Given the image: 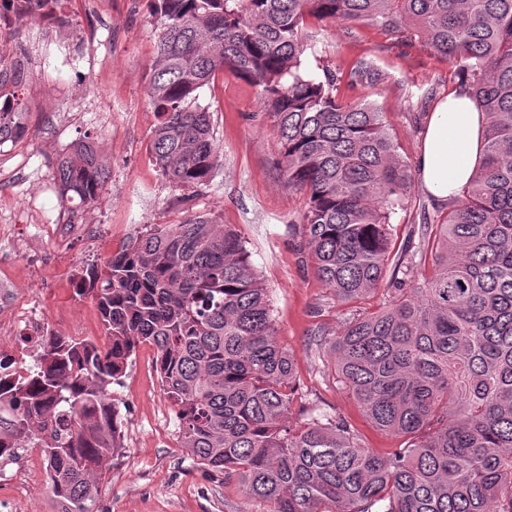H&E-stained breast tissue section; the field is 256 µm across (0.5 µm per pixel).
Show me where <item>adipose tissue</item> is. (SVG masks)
I'll return each mask as SVG.
<instances>
[{
	"instance_id": "ef3b65f1",
	"label": "adipose tissue",
	"mask_w": 512,
	"mask_h": 512,
	"mask_svg": "<svg viewBox=\"0 0 512 512\" xmlns=\"http://www.w3.org/2000/svg\"><path fill=\"white\" fill-rule=\"evenodd\" d=\"M485 116L468 94L453 91L430 113L417 175L425 190L444 203L466 185L482 148Z\"/></svg>"
}]
</instances>
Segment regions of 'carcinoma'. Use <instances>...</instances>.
Wrapping results in <instances>:
<instances>
[{
	"mask_svg": "<svg viewBox=\"0 0 512 512\" xmlns=\"http://www.w3.org/2000/svg\"><path fill=\"white\" fill-rule=\"evenodd\" d=\"M157 21L149 97L152 153L190 189L219 155L198 91L225 69L259 88L281 172L306 191L300 249L336 300L368 297L392 268L398 292L355 312L331 342L335 369L379 430L405 438L377 454L339 415L288 419L295 362L245 242L206 219L146 224L76 293L97 304L106 346L47 341L19 372L0 358V443L39 448L64 512H91L97 472L118 451L109 386L141 343L156 347L181 446L272 512H512V0H150ZM419 38L455 67L486 125L470 182L396 247L410 167L382 113L342 102V76L305 70L310 19ZM376 83L374 62L347 74ZM27 132L0 108V144ZM108 178L93 146L56 162L60 195L96 200ZM427 275L419 269L426 258Z\"/></svg>",
	"mask_w": 512,
	"mask_h": 512,
	"instance_id": "carcinoma-1",
	"label": "carcinoma"
}]
</instances>
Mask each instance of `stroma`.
I'll return each mask as SVG.
<instances>
[{"instance_id": "35a3bbf8", "label": "stroma", "mask_w": 512, "mask_h": 512, "mask_svg": "<svg viewBox=\"0 0 512 512\" xmlns=\"http://www.w3.org/2000/svg\"><path fill=\"white\" fill-rule=\"evenodd\" d=\"M156 24L148 0H62L55 15L16 17L0 29V68L15 56L31 58L21 79L0 86V102L18 100L28 134L0 145V225L11 224L20 248L5 249L8 295L27 304L0 338V357L21 360L23 336L34 322L61 336L83 330L104 345L100 314L91 297L75 292L78 274L101 264L146 224H177L201 217L234 229L248 242L273 308L279 343L297 367L291 420L308 412L342 416L361 443L384 453L401 437L379 431L337 376L328 346L313 340L318 328L337 335L351 313L313 273L297 250L306 206L304 191L281 176V146L251 82L217 73L200 91L212 114L220 161L212 179L184 190L170 183L150 143L156 117L148 96ZM306 64L313 74L350 70L362 57L382 73L374 85L338 83L340 100L363 98L382 112L407 165H415L426 117L456 89L447 60L420 40L344 23L307 30ZM91 144L109 170L91 205L61 200L53 181L60 155ZM91 224L92 233L57 241L50 224ZM156 350L139 345L124 375L110 387L120 410L122 449L98 477L92 512H266L241 493L226 494L223 473L182 448L179 421L155 367ZM0 512H63L47 483L40 449L22 450L0 471Z\"/></svg>"}]
</instances>
